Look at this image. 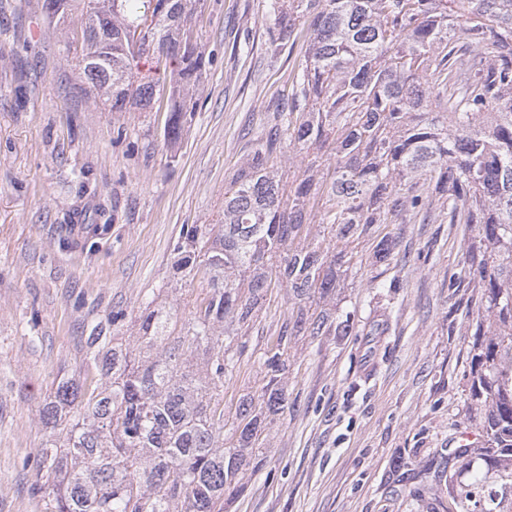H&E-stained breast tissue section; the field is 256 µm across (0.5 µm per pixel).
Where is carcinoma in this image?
<instances>
[{"label": "carcinoma", "mask_w": 512, "mask_h": 512, "mask_svg": "<svg viewBox=\"0 0 512 512\" xmlns=\"http://www.w3.org/2000/svg\"><path fill=\"white\" fill-rule=\"evenodd\" d=\"M74 0H44L58 24ZM76 66L114 112H151L152 56L171 66L164 140L177 142L204 67L182 27L198 0H86ZM279 49L309 36L288 115L257 142L224 190L214 224L182 229L175 268L205 282L193 317L146 302L136 345L94 351V373L58 386L42 410L34 492L46 512H224L259 467L255 449L287 404L288 344L324 336L326 311L353 260L349 245L378 240L390 265V224L438 216L478 236L450 282L479 289L470 396L482 446L442 457L445 512H512V0H274ZM142 48H130L141 26ZM308 159L283 180L277 152ZM334 161L326 164L324 148ZM342 248L325 244L314 226ZM294 307L264 352V385L239 398L224 447V333L254 323L272 282ZM480 456L487 477H455Z\"/></svg>", "instance_id": "cac0c4a2"}]
</instances>
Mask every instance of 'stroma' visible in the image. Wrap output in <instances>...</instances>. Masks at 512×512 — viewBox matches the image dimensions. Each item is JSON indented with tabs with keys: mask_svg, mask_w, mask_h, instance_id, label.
I'll list each match as a JSON object with an SVG mask.
<instances>
[{
	"mask_svg": "<svg viewBox=\"0 0 512 512\" xmlns=\"http://www.w3.org/2000/svg\"><path fill=\"white\" fill-rule=\"evenodd\" d=\"M272 0H201L205 66L181 140L167 112H114L75 65L70 31L43 0H0V512H44L35 495L41 409L85 376L88 337L134 342L145 301L189 319L202 284L174 274L187 224H211L224 187L275 113L307 44L275 51ZM395 258L360 239L324 308L346 333L292 337L288 404L265 432L262 467L224 512H431L430 467L471 408L477 291L450 287L473 224H392ZM379 287H372L371 278ZM293 305L275 289L227 353L224 422L259 391L260 356ZM124 320L113 322V312Z\"/></svg>",
	"mask_w": 512,
	"mask_h": 512,
	"instance_id": "35a3bbf8",
	"label": "stroma"
}]
</instances>
